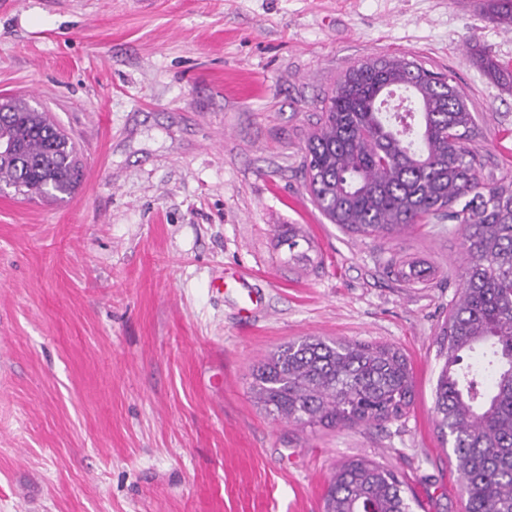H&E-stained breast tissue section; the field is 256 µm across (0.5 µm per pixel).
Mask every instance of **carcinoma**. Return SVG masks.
I'll return each instance as SVG.
<instances>
[{"mask_svg":"<svg viewBox=\"0 0 512 512\" xmlns=\"http://www.w3.org/2000/svg\"><path fill=\"white\" fill-rule=\"evenodd\" d=\"M479 15L512 27V0H479ZM476 65L512 87V66L488 52ZM411 112H392L395 91ZM0 111V187L26 198L69 195L79 179L74 142L46 111L16 98ZM303 155L307 186L332 224L365 237L447 219L461 225L463 287L440 326L443 364L434 409L466 495L464 512H512V181L486 178L464 146L475 116L445 73L405 57L347 70L321 108ZM257 403L310 428L380 424L413 405L408 358L388 345L316 336L280 346L256 371ZM323 512H412L402 481L369 460L343 464Z\"/></svg>","mask_w":512,"mask_h":512,"instance_id":"1","label":"carcinoma"}]
</instances>
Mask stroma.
Listing matches in <instances>:
<instances>
[{
  "instance_id": "1",
  "label": "stroma",
  "mask_w": 512,
  "mask_h": 512,
  "mask_svg": "<svg viewBox=\"0 0 512 512\" xmlns=\"http://www.w3.org/2000/svg\"><path fill=\"white\" fill-rule=\"evenodd\" d=\"M476 4L0 0V97L51 112L83 170L57 199L0 192V512H322L356 459L414 512H463L433 393L461 229L345 232L300 161L345 71L402 55L454 79L483 173L511 178L512 89L473 55L512 64V29ZM393 252L427 287L388 273ZM228 270L243 285L213 289ZM308 336L399 348L410 412L314 430L266 411L254 371Z\"/></svg>"
}]
</instances>
